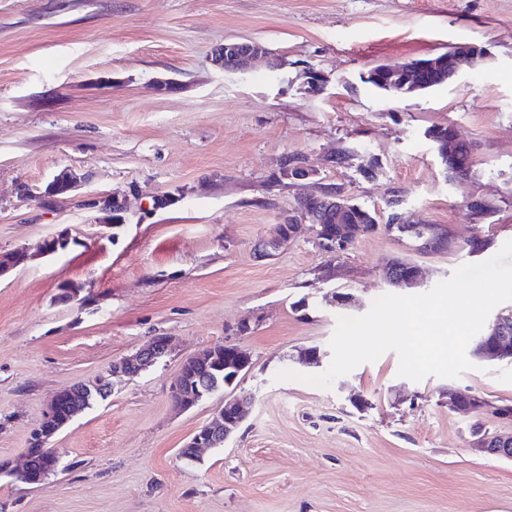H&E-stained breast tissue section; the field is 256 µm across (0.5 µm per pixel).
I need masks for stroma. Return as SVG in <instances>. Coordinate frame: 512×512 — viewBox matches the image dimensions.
Listing matches in <instances>:
<instances>
[{"mask_svg": "<svg viewBox=\"0 0 512 512\" xmlns=\"http://www.w3.org/2000/svg\"><path fill=\"white\" fill-rule=\"evenodd\" d=\"M227 40L270 57L225 73L212 53ZM455 43L491 58L410 98L364 81ZM448 126L474 149L463 180L429 137ZM297 153L315 177L283 176ZM64 169L82 177L75 192L33 198ZM325 189L452 247L425 253L396 229L330 254L305 223L260 255L297 197ZM102 193L128 199L125 223L90 206ZM62 230L67 250L0 277V460L24 457L57 391L152 337L175 348L50 440L60 465L45 485L0 475V512H512V461L470 446L475 427L506 424L448 407L452 389L512 404V365L415 382L389 351L328 389L276 378L327 369L337 317L390 293L388 260L420 266L424 293L512 239V0H0V253ZM67 285L83 300L60 302ZM228 338L250 370L177 411L183 359ZM311 348L317 362H302ZM228 393L251 398L247 419L185 461Z\"/></svg>", "mask_w": 512, "mask_h": 512, "instance_id": "35a3bbf8", "label": "stroma"}]
</instances>
